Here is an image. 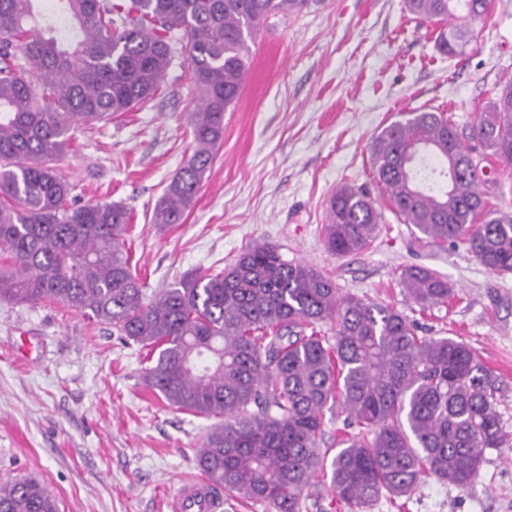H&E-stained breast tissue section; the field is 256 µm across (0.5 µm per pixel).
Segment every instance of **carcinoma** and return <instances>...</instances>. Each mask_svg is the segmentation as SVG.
I'll return each instance as SVG.
<instances>
[{"label":"carcinoma","instance_id":"obj_1","mask_svg":"<svg viewBox=\"0 0 512 512\" xmlns=\"http://www.w3.org/2000/svg\"><path fill=\"white\" fill-rule=\"evenodd\" d=\"M440 25L453 55L488 0H405ZM309 0H0V300L58 301L151 348L147 389L169 406L213 419L197 450L218 487L273 512H302L329 479L349 512L381 495L409 498L432 475L464 488L486 450L507 435L492 373L464 341L420 336L400 310L344 294L330 275L264 244L228 268L181 278L146 299L124 235L130 212L79 204L57 163L79 124L108 121L158 93L180 46L200 101L194 151L165 189L151 223L167 230L195 202L224 139L265 21ZM442 112H415L371 143L374 180L403 223L437 245L461 243L489 271L512 273V214L477 221L487 201L481 160ZM469 139L512 164V84L476 116ZM383 221L364 189L329 200L324 244L333 256L368 249ZM399 283L422 309L445 306L448 280L407 266ZM336 323L334 341L317 326ZM346 414L332 457L320 452L326 408ZM0 512H58L31 478L0 483Z\"/></svg>","mask_w":512,"mask_h":512}]
</instances>
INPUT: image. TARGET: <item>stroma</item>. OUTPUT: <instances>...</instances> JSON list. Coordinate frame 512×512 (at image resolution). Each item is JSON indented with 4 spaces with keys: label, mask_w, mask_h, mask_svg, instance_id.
Listing matches in <instances>:
<instances>
[{
    "label": "stroma",
    "mask_w": 512,
    "mask_h": 512,
    "mask_svg": "<svg viewBox=\"0 0 512 512\" xmlns=\"http://www.w3.org/2000/svg\"><path fill=\"white\" fill-rule=\"evenodd\" d=\"M438 32L403 0H310L269 19L196 202L165 232L150 217L193 153L187 51L145 107L78 126L59 168L81 202L130 209L126 247L147 296L227 268L246 247L276 245L342 292L468 343L502 384L498 411L512 436V274L491 273L464 246L416 242L372 178L370 144L383 127L434 111L469 131L512 81V0H489L463 55L440 52ZM485 174L489 209L512 212V164L493 160ZM345 184L369 191L384 224L367 250L334 257L323 227ZM411 264L448 279L447 306L423 313L407 301L399 275ZM147 364L145 350L62 303L0 301V483L37 479L60 512H167L179 483L201 474L196 453L210 422L147 390ZM370 512H512V447L487 450L467 487L426 476L406 503L383 497Z\"/></svg>",
    "instance_id": "stroma-1"
}]
</instances>
